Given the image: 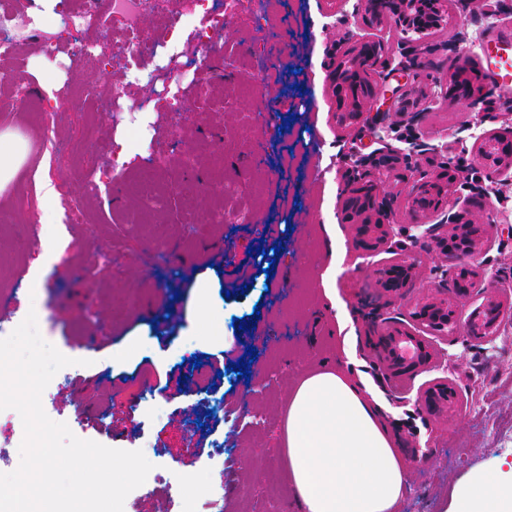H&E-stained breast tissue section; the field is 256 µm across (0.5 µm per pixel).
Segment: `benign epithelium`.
<instances>
[{
    "label": "benign epithelium",
    "mask_w": 512,
    "mask_h": 512,
    "mask_svg": "<svg viewBox=\"0 0 512 512\" xmlns=\"http://www.w3.org/2000/svg\"><path fill=\"white\" fill-rule=\"evenodd\" d=\"M447 7V0H392L391 9L386 10L380 7V0H357L356 15L361 24L369 28L393 20L408 32L423 33L443 28L447 22ZM391 63L392 58L385 44L372 37L354 41L343 39L334 45L328 63L330 88H336V79L348 66L363 68L369 76L370 91L359 103L353 121L356 142L362 140L367 133L378 142L384 141L385 134L396 128V124L389 122V114L397 118L405 116L407 99L422 93V90L407 82L391 91L384 101L386 108H379L381 92L376 75L379 70L391 67ZM434 95L444 99L449 97L475 112L481 111L482 98L474 88L470 87L462 94L450 93L448 83L438 82L435 84ZM501 139L500 135L485 133L474 142L480 162L485 153L501 149L496 166L484 167L489 184L478 186L455 174L448 175L446 165L439 171H422L413 165L412 154L400 149L388 147L365 154L357 147L351 148L344 155L342 213L344 221L353 227L359 246L368 250L375 249L392 242L398 236L400 240L393 242L396 247L405 250L406 243L415 245L420 238L429 235L435 243L437 266L434 270L439 271L448 266V242L461 237L466 240V245L456 252V257L471 264V260L483 250L486 225L478 223V218L468 211L452 212L448 214L447 223L426 228L424 220L429 217L430 209L418 207L416 201L431 184L438 183L442 188L441 205L448 209L454 208L465 191L471 193L472 206L484 207L492 197L499 196L495 186L501 181L508 182L505 175L512 173V143L501 148ZM402 169L408 172L403 177V193L411 215L408 224H401L397 220V195L389 191L391 179L400 177ZM420 274L419 259L408 254L387 269V275L394 278L396 287H387L385 291L398 298L403 295L404 288ZM508 310L512 312V296L503 297L498 294L488 298L470 318V324L481 326L476 339L489 342L494 337L496 322H484L485 313L490 311L500 318ZM443 314H448V300L432 298L414 312L418 326L411 330L401 326H386L387 319L376 308L365 312L364 318L368 325L366 343L375 353L387 378L411 377L431 363L434 351L422 333H448V324H438V317ZM414 406L420 414L448 412V384L440 383L427 388L417 396Z\"/></svg>",
    "instance_id": "benign-epithelium-1"
}]
</instances>
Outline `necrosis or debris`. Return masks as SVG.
Here are the masks:
<instances>
[{
	"instance_id": "necrosis-or-debris-1",
	"label": "necrosis or debris",
	"mask_w": 512,
	"mask_h": 512,
	"mask_svg": "<svg viewBox=\"0 0 512 512\" xmlns=\"http://www.w3.org/2000/svg\"><path fill=\"white\" fill-rule=\"evenodd\" d=\"M166 0H61L65 16L64 29L43 26L25 28L9 0H0V54L7 53L20 34L39 40L46 53L69 49L85 54L93 49L85 38L88 21L101 9H108L121 23L120 36H107L104 57L107 65L127 69L145 50H157L168 42L184 38L185 62L193 64L197 55L209 49L211 34L222 28L224 17L234 0H182V16L196 18L198 24L189 35H182L178 20H171L162 30L145 34L140 26L142 14L165 4Z\"/></svg>"
}]
</instances>
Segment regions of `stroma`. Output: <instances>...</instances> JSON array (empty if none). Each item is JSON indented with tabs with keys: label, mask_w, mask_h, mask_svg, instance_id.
<instances>
[{
	"label": "stroma",
	"mask_w": 512,
	"mask_h": 512,
	"mask_svg": "<svg viewBox=\"0 0 512 512\" xmlns=\"http://www.w3.org/2000/svg\"><path fill=\"white\" fill-rule=\"evenodd\" d=\"M356 0H280L282 22L267 30L253 0L228 10L212 50L179 79V111L169 109L163 75L171 51L144 53L136 83L109 112L86 107V92L124 82L96 55L51 57L36 70L38 44L12 53L30 91L60 86L72 104L57 138L63 166L45 169L42 130L33 102L14 95L0 112V130L28 142V161L0 196V309L13 321L39 302L43 334L74 363L58 371L42 394L47 416L78 438L143 451L148 482L124 502L125 512H179L185 492L215 480L224 486L223 512H298L288 485L282 422L300 376L342 369L367 396L408 474L398 512H445L454 489L478 473L512 462V315L502 316L492 341L469 337L471 313L497 289H512V186L506 200L484 211L491 230L479 274L466 296L452 277L432 274L429 240L412 246L424 268L403 297H381L378 272L399 261V249H359L340 212L344 141L323 67L333 42L365 35ZM512 35V0H448V26L407 40L401 27L373 30L393 55L418 48L421 88L448 80L462 61L483 71L486 30ZM483 113L436 101L415 124L419 140L440 145L418 156L436 169L472 147L481 132L512 131V92L482 82ZM275 120L259 123V112ZM96 124L98 140L81 135ZM123 136L133 156L121 185L92 186L75 170L93 161L112 169L108 147ZM168 170L141 192L148 157ZM59 192L42 201L44 181ZM85 208L82 223L66 222V203ZM164 231L157 242L156 231ZM69 244L47 269L34 265L56 232ZM335 277H326L328 268ZM34 283L37 300L11 293ZM136 296L127 307L126 296ZM433 297L454 300L456 334L433 340L437 358L403 382L381 379L365 345L361 309L380 304L384 317L410 323ZM224 326L225 347L189 335L188 319ZM105 336L86 345L93 331ZM244 362L246 375L235 370ZM445 379L454 409L416 414L413 400Z\"/></svg>",
	"instance_id": "obj_1"
}]
</instances>
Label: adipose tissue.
Instances as JSON below:
<instances>
[{
	"label": "adipose tissue",
	"instance_id": "ef3b65f1",
	"mask_svg": "<svg viewBox=\"0 0 512 512\" xmlns=\"http://www.w3.org/2000/svg\"><path fill=\"white\" fill-rule=\"evenodd\" d=\"M283 431L300 512H397L406 473L370 401L342 371L320 368L298 382ZM449 512H512V466L457 487Z\"/></svg>",
	"mask_w": 512,
	"mask_h": 512
}]
</instances>
